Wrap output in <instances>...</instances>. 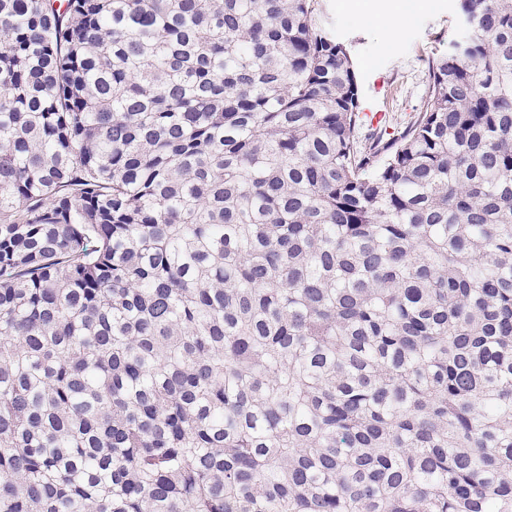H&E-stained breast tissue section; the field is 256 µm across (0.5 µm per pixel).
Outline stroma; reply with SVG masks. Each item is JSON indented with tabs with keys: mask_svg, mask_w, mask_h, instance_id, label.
<instances>
[{
	"mask_svg": "<svg viewBox=\"0 0 512 512\" xmlns=\"http://www.w3.org/2000/svg\"><path fill=\"white\" fill-rule=\"evenodd\" d=\"M322 20L345 41L362 88L363 108L385 112L387 129L403 128L428 100V60L456 33L457 0H415L398 37H390L377 14L395 0H320ZM387 93L377 90L378 84Z\"/></svg>",
	"mask_w": 512,
	"mask_h": 512,
	"instance_id": "1",
	"label": "stroma"
}]
</instances>
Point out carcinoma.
<instances>
[{
  "instance_id": "carcinoma-1",
  "label": "carcinoma",
  "mask_w": 512,
  "mask_h": 512,
  "mask_svg": "<svg viewBox=\"0 0 512 512\" xmlns=\"http://www.w3.org/2000/svg\"><path fill=\"white\" fill-rule=\"evenodd\" d=\"M320 10L0 0V512H512V0ZM399 0H320L321 19L345 41L362 88V112L386 113L381 128H403L428 100V60L448 45L456 33V0H412L402 27L396 23ZM393 12H389L393 10ZM380 15L388 32L375 20ZM388 93L377 92L378 80Z\"/></svg>"
}]
</instances>
